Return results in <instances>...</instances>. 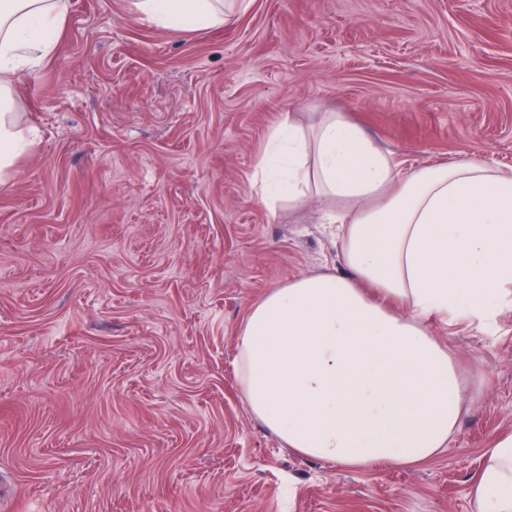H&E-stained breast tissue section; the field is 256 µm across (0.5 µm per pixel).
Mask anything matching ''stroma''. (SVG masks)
Listing matches in <instances>:
<instances>
[{
  "mask_svg": "<svg viewBox=\"0 0 512 512\" xmlns=\"http://www.w3.org/2000/svg\"><path fill=\"white\" fill-rule=\"evenodd\" d=\"M13 80L39 137L0 192V512H475L512 433L511 309L427 319L467 411L416 466L288 448L236 358L267 292L346 271L321 201L260 199L272 130L331 109L400 170L512 171V0H251L193 34L69 0Z\"/></svg>",
  "mask_w": 512,
  "mask_h": 512,
  "instance_id": "1",
  "label": "stroma"
}]
</instances>
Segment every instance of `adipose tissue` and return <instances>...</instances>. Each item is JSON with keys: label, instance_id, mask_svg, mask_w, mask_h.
<instances>
[{"label": "adipose tissue", "instance_id": "adipose-tissue-1", "mask_svg": "<svg viewBox=\"0 0 512 512\" xmlns=\"http://www.w3.org/2000/svg\"><path fill=\"white\" fill-rule=\"evenodd\" d=\"M251 0H135L156 24L223 26ZM67 0H0V189L37 136L15 110L12 75L43 63ZM257 176L329 200L347 274L305 277L252 305L238 338L251 412L288 447L349 468L416 465L447 447L463 384L424 319L488 326L512 306V173L472 159L400 174L341 113L270 136ZM471 479L477 512H512V433Z\"/></svg>", "mask_w": 512, "mask_h": 512}]
</instances>
